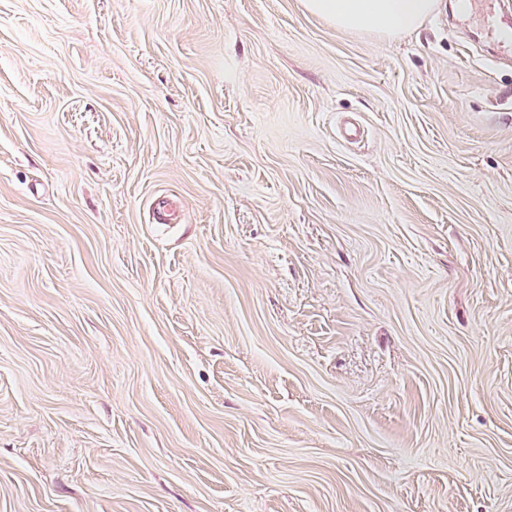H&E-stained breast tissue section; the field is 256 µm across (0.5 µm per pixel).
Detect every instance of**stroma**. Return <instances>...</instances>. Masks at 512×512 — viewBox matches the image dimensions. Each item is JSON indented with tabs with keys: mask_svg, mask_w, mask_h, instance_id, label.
Returning a JSON list of instances; mask_svg holds the SVG:
<instances>
[{
	"mask_svg": "<svg viewBox=\"0 0 512 512\" xmlns=\"http://www.w3.org/2000/svg\"><path fill=\"white\" fill-rule=\"evenodd\" d=\"M486 43L0 0V512H512Z\"/></svg>",
	"mask_w": 512,
	"mask_h": 512,
	"instance_id": "35a3bbf8",
	"label": "stroma"
}]
</instances>
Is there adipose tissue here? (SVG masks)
<instances>
[{
	"label": "adipose tissue",
	"instance_id": "obj_1",
	"mask_svg": "<svg viewBox=\"0 0 512 512\" xmlns=\"http://www.w3.org/2000/svg\"><path fill=\"white\" fill-rule=\"evenodd\" d=\"M304 7L337 29L396 39L432 16L438 0H304Z\"/></svg>",
	"mask_w": 512,
	"mask_h": 512
}]
</instances>
